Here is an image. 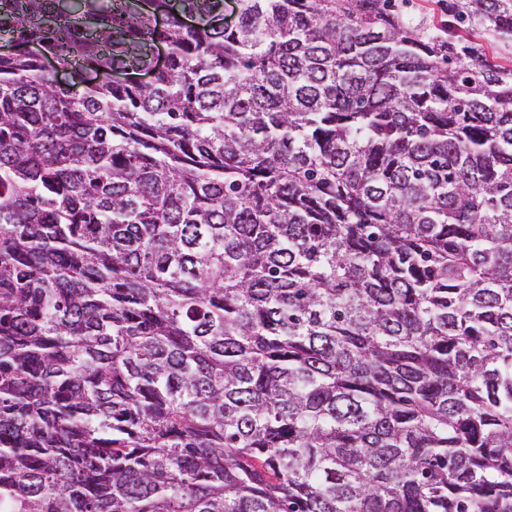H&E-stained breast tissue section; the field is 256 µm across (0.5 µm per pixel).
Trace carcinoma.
Segmentation results:
<instances>
[{"label":"carcinoma","instance_id":"carcinoma-1","mask_svg":"<svg viewBox=\"0 0 512 512\" xmlns=\"http://www.w3.org/2000/svg\"><path fill=\"white\" fill-rule=\"evenodd\" d=\"M223 18L0 0V512H512V0Z\"/></svg>","mask_w":512,"mask_h":512}]
</instances>
